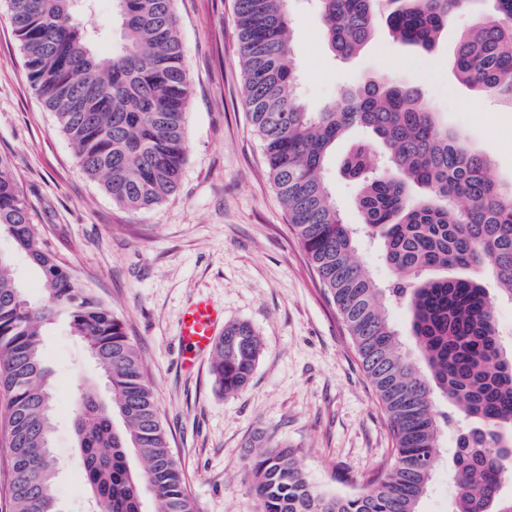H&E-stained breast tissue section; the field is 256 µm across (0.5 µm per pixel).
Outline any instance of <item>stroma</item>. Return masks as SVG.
Returning a JSON list of instances; mask_svg holds the SVG:
<instances>
[{"instance_id": "35a3bbf8", "label": "stroma", "mask_w": 512, "mask_h": 512, "mask_svg": "<svg viewBox=\"0 0 512 512\" xmlns=\"http://www.w3.org/2000/svg\"><path fill=\"white\" fill-rule=\"evenodd\" d=\"M193 88L188 161L175 195L148 210L114 204L79 166L55 117L32 89L20 43L0 0V154L13 164L33 222L58 262L92 289L137 345L155 390L172 453L200 512H258L248 455L263 437L294 448L318 491L361 492L391 458V437L375 389L315 268L296 240L269 178L245 106L235 0H175ZM296 95L321 112L366 78L424 89L439 123L488 153L497 177L512 182V105L461 84L455 47L472 22L456 14L432 53L396 42L378 21L356 55L333 56L308 0H289ZM369 134L351 130L326 159L328 187L345 223L357 224V186L344 160ZM249 323L261 340L245 389L224 394L210 357L182 368L179 329L198 297ZM54 386L52 452L62 512H90L76 482L80 459L71 424L78 374L90 363L65 319L43 338ZM454 433L446 431L422 512H448Z\"/></svg>"}]
</instances>
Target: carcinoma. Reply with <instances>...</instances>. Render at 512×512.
<instances>
[{"label":"carcinoma","instance_id":"1","mask_svg":"<svg viewBox=\"0 0 512 512\" xmlns=\"http://www.w3.org/2000/svg\"><path fill=\"white\" fill-rule=\"evenodd\" d=\"M95 0H8L27 78L54 112L85 174L112 198L138 211L159 205L181 183L191 85L174 0H114L122 43L98 46L109 32L78 18ZM288 0H236L246 103L269 177L289 223L336 306L362 368L387 417L388 468L350 496L318 492L295 450L268 438L247 460L258 512H420L444 428L441 395L475 427L459 435L452 456L456 494L449 512H512V354L501 347L485 280L512 300V183L490 158L448 133L418 86L375 79L348 90L324 112L293 97L296 78ZM333 52L347 57L371 39L377 18L397 40L430 52L448 18L478 0H314ZM459 39V79L512 103V0ZM352 128L374 135L344 164L359 187L360 228L344 222L323 177L336 140ZM0 232L43 273L31 301L0 253V416L13 480L10 512H61L51 453L52 384L42 359L48 325L67 318L112 394L104 405L95 383L77 384L72 423L95 512H199L170 449L154 389L124 325L89 288L75 284L32 221L0 155ZM378 242L393 277L375 282L357 257L360 236ZM402 307L420 361L401 350L388 305ZM260 339L244 322L224 325L211 371L224 393L248 383ZM146 462L134 472L129 455Z\"/></svg>","mask_w":512,"mask_h":512}]
</instances>
